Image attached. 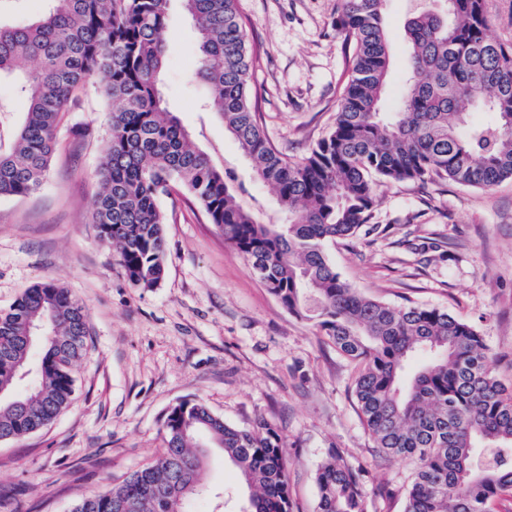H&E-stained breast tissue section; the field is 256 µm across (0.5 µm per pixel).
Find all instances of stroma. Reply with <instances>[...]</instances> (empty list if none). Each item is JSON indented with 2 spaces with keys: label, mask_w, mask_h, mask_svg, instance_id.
Wrapping results in <instances>:
<instances>
[{
  "label": "stroma",
  "mask_w": 512,
  "mask_h": 512,
  "mask_svg": "<svg viewBox=\"0 0 512 512\" xmlns=\"http://www.w3.org/2000/svg\"><path fill=\"white\" fill-rule=\"evenodd\" d=\"M413 0H388L392 65L382 109L403 90L405 22ZM338 0H239L253 60L250 95L270 143L306 158L332 130L352 46L335 25ZM164 91L203 150L239 161L237 143L201 104L195 37L172 8ZM108 107L90 83L65 113L41 189L0 197V310L26 288L55 281L86 307L85 358L75 399L41 431L0 441V512H71L152 462L171 407L199 400L227 424L268 423L282 436L294 512H315L316 472L330 448L367 471L369 512H403L413 466L375 448L353 394L354 367L313 322L286 310L225 243L186 192L161 197L167 255L158 288L131 285L116 247L89 216L108 136ZM371 231L331 243L329 257L363 296L435 307L485 336L512 382V180L490 189L449 180L375 185ZM200 479L246 495L222 449Z\"/></svg>",
  "instance_id": "1"
}]
</instances>
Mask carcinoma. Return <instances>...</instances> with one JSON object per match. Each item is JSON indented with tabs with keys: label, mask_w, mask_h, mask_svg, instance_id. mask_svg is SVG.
Returning <instances> with one entry per match:
<instances>
[{
	"label": "carcinoma",
	"mask_w": 512,
	"mask_h": 512,
	"mask_svg": "<svg viewBox=\"0 0 512 512\" xmlns=\"http://www.w3.org/2000/svg\"><path fill=\"white\" fill-rule=\"evenodd\" d=\"M47 2L29 24L0 18V80L27 102L20 121L0 123V196L41 189L65 112L99 80L109 135L90 223L118 247L130 282L150 290L162 280L159 199L185 189L279 303L313 321L355 365L353 392L375 447L414 465L403 512H495L512 497V388L478 329L438 308L360 295L326 249L369 222L376 178L481 189L512 180V42L488 35V0H431L406 21V91L393 112L381 111L391 67L387 0H340L336 29L354 45L352 73L333 130L303 162L275 150L259 122L238 0H178L197 33L204 111L224 123L253 178L276 192L279 210L265 219L243 204L238 169L193 146L166 106L173 0ZM473 112L493 120L474 124ZM35 327L41 337L29 343ZM87 336L84 305L53 281L0 311V441L42 430L71 405ZM163 432L155 460L71 512H188L203 492V438L251 489L239 512H292L283 441L271 425L231 426L193 401L170 410ZM316 483V512H368L365 471L343 450H329Z\"/></svg>",
	"instance_id": "obj_1"
}]
</instances>
